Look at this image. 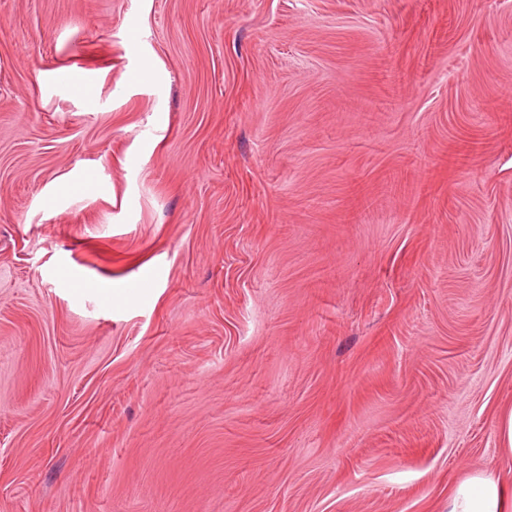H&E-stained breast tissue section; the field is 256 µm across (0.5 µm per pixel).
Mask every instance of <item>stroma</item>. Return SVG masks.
I'll return each instance as SVG.
<instances>
[{
  "label": "stroma",
  "mask_w": 512,
  "mask_h": 512,
  "mask_svg": "<svg viewBox=\"0 0 512 512\" xmlns=\"http://www.w3.org/2000/svg\"><path fill=\"white\" fill-rule=\"evenodd\" d=\"M511 412L512 0H0V512H448Z\"/></svg>",
  "instance_id": "1"
}]
</instances>
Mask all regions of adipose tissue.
<instances>
[{"label":"adipose tissue","mask_w":512,"mask_h":512,"mask_svg":"<svg viewBox=\"0 0 512 512\" xmlns=\"http://www.w3.org/2000/svg\"><path fill=\"white\" fill-rule=\"evenodd\" d=\"M448 512H512V476L478 473L452 486Z\"/></svg>","instance_id":"adipose-tissue-1"}]
</instances>
